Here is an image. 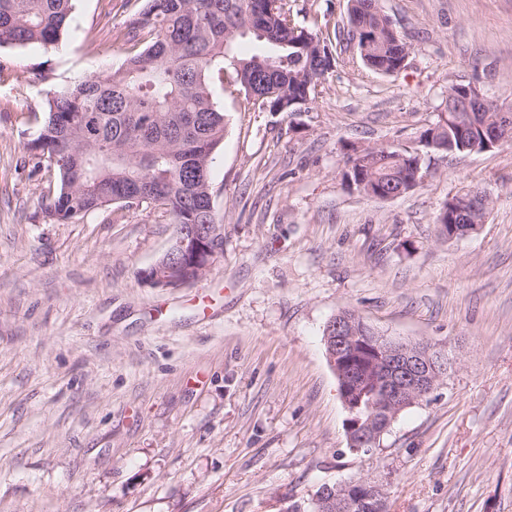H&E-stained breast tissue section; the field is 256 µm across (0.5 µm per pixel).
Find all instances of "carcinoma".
I'll list each match as a JSON object with an SVG mask.
<instances>
[{
	"label": "carcinoma",
	"mask_w": 512,
	"mask_h": 512,
	"mask_svg": "<svg viewBox=\"0 0 512 512\" xmlns=\"http://www.w3.org/2000/svg\"><path fill=\"white\" fill-rule=\"evenodd\" d=\"M346 34L369 29L357 49L370 70L395 76L405 42L392 22L372 10L379 0H349ZM73 0H0V46L58 45L72 20ZM116 40L129 46L117 70L80 78L47 94L46 115L29 148L59 177L51 215L77 221L110 206L153 205L174 227L216 224L212 154L226 117L211 86L231 74L246 99L264 110L283 100H314L333 66L330 44L295 21L288 0H144ZM258 43L251 56L241 42ZM489 107L475 119L469 140L480 141ZM418 151L366 154L361 174L406 195L424 175Z\"/></svg>",
	"instance_id": "1"
}]
</instances>
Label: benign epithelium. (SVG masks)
Here are the masks:
<instances>
[{"mask_svg": "<svg viewBox=\"0 0 512 512\" xmlns=\"http://www.w3.org/2000/svg\"><path fill=\"white\" fill-rule=\"evenodd\" d=\"M448 94L457 111L469 114L495 103L474 83H457ZM487 209V197L476 191L450 201L440 214V223L448 225V239L476 232L479 225L462 228L459 222ZM212 237L213 230L204 231L198 224L183 227L166 253L143 271L142 279L156 288L189 286L190 280L176 277L177 264L191 258L197 275L206 273L222 254ZM325 342L345 408L351 409L357 396L368 395L363 417L346 420L348 448L356 453L376 447L399 413L432 395L455 364L434 345L388 336L349 310L328 323ZM312 505L315 512H386V497L380 486L353 480L323 488Z\"/></svg>", "mask_w": 512, "mask_h": 512, "instance_id": "obj_1", "label": "benign epithelium"}]
</instances>
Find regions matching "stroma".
<instances>
[{
  "instance_id": "stroma-1",
  "label": "stroma",
  "mask_w": 512,
  "mask_h": 512,
  "mask_svg": "<svg viewBox=\"0 0 512 512\" xmlns=\"http://www.w3.org/2000/svg\"><path fill=\"white\" fill-rule=\"evenodd\" d=\"M288 5L334 65L299 112L216 90L224 252L180 289L142 279L164 213L51 220L58 179L27 148L49 90L122 65L112 32L142 0H76L59 47L0 48V512H286L355 478L387 512H512V145L428 154L395 199L342 181L350 147H418L453 84L512 105V0H380L410 47L394 77L337 38L348 0ZM468 189L486 220L448 240L436 218ZM345 309L455 360L368 455L324 342Z\"/></svg>"
}]
</instances>
